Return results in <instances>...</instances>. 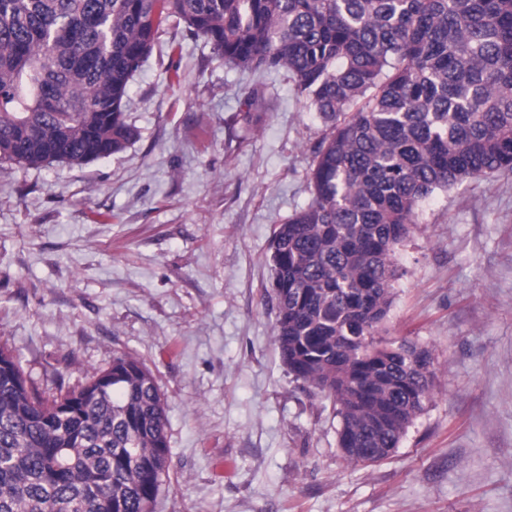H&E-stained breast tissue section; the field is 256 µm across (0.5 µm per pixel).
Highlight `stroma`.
Wrapping results in <instances>:
<instances>
[{
  "label": "stroma",
  "instance_id": "stroma-1",
  "mask_svg": "<svg viewBox=\"0 0 512 512\" xmlns=\"http://www.w3.org/2000/svg\"><path fill=\"white\" fill-rule=\"evenodd\" d=\"M265 99L243 128L246 88ZM138 140L83 166L0 161V345L39 390L130 353L165 398L156 512H512V173L424 201L385 324L430 350L394 455L351 465L329 400L274 346L268 247L312 200L326 133L286 72H244L169 21L129 85Z\"/></svg>",
  "mask_w": 512,
  "mask_h": 512
}]
</instances>
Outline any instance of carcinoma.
Here are the masks:
<instances>
[{
	"instance_id": "cac0c4a2",
	"label": "carcinoma",
	"mask_w": 512,
	"mask_h": 512,
	"mask_svg": "<svg viewBox=\"0 0 512 512\" xmlns=\"http://www.w3.org/2000/svg\"><path fill=\"white\" fill-rule=\"evenodd\" d=\"M170 17L228 65L286 70L328 126L311 202L270 239L274 339L330 400L344 460L380 463L436 377L427 349L381 337L396 249L435 192L512 172V0H0V161L84 165L133 143L129 83ZM245 106L249 129L263 95ZM169 460L142 361L45 396L0 345V512H156Z\"/></svg>"
}]
</instances>
